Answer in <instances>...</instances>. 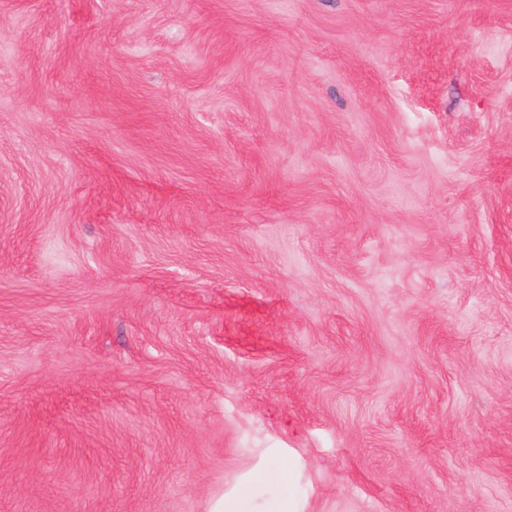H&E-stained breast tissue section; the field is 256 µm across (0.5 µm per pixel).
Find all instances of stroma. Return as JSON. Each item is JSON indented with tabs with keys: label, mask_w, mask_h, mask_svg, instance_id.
<instances>
[{
	"label": "stroma",
	"mask_w": 512,
	"mask_h": 512,
	"mask_svg": "<svg viewBox=\"0 0 512 512\" xmlns=\"http://www.w3.org/2000/svg\"><path fill=\"white\" fill-rule=\"evenodd\" d=\"M512 512V0H0V512ZM258 480L271 484L278 490L277 497L267 506L275 510L244 511L249 500L239 496H231L224 500L219 498L214 502L210 512H295L294 503L288 497L289 469L288 464L282 460L270 461L258 476Z\"/></svg>",
	"instance_id": "stroma-1"
}]
</instances>
